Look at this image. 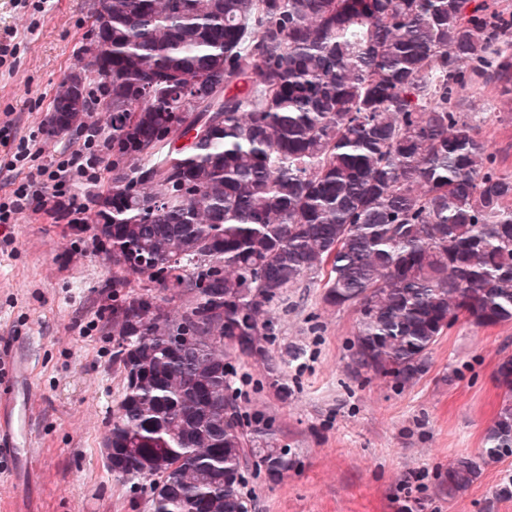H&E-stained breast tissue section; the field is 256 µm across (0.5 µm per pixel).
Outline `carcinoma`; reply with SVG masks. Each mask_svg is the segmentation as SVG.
<instances>
[{"mask_svg":"<svg viewBox=\"0 0 512 512\" xmlns=\"http://www.w3.org/2000/svg\"><path fill=\"white\" fill-rule=\"evenodd\" d=\"M94 71L112 84V180L94 198L123 392L103 447L151 480L152 512H249L248 460L293 468L230 396L224 342L266 357L264 316L303 277L356 308L355 373L406 388L459 317L512 323V176L453 101L471 79L512 90L501 0H96ZM88 76L57 87L53 130L83 126ZM203 131L191 140L190 131ZM184 138L187 143L176 145ZM194 336L187 350L178 337ZM483 447L448 467L455 498L512 455V373Z\"/></svg>","mask_w":512,"mask_h":512,"instance_id":"1","label":"carcinoma"}]
</instances>
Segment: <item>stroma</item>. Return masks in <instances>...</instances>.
I'll list each match as a JSON object with an SVG mask.
<instances>
[{"label": "stroma", "instance_id": "stroma-1", "mask_svg": "<svg viewBox=\"0 0 512 512\" xmlns=\"http://www.w3.org/2000/svg\"><path fill=\"white\" fill-rule=\"evenodd\" d=\"M95 0H0V199L24 173L9 168L12 138L37 133L41 166L83 143V131L51 130L53 99L69 74L87 72ZM460 109L478 127L500 170L512 175V93L468 84ZM97 186L75 182L84 231L51 204L0 224V378L12 376L28 410L22 452L0 451V512H151L150 482L113 473L101 452L122 378L112 367V299L144 293L131 277L113 289L112 267L93 237ZM321 279L303 278L273 305L267 360L225 344L231 394L244 414L261 413L294 467L280 481L245 473L251 512H400L402 485L423 474L422 512H512V456L486 466L455 499L440 481L457 458L476 455L506 393L495 380L512 356V323L451 326L434 346L428 372L398 389L349 367L357 314L324 300ZM288 382L273 386L268 363Z\"/></svg>", "mask_w": 512, "mask_h": 512}]
</instances>
